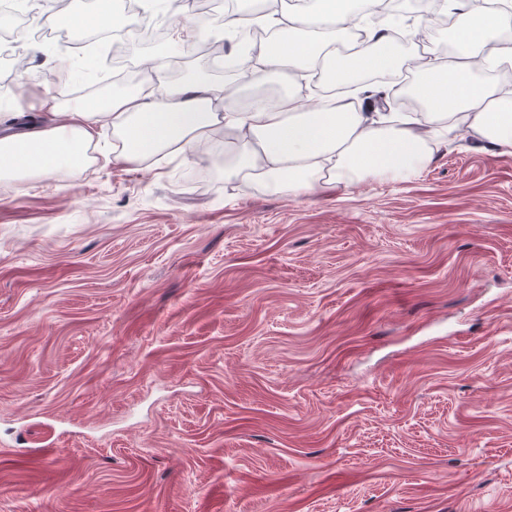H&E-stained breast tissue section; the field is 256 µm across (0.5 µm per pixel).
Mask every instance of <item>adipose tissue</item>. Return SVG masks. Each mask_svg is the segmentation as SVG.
Segmentation results:
<instances>
[{"instance_id":"ef3b65f1","label":"adipose tissue","mask_w":512,"mask_h":512,"mask_svg":"<svg viewBox=\"0 0 512 512\" xmlns=\"http://www.w3.org/2000/svg\"><path fill=\"white\" fill-rule=\"evenodd\" d=\"M440 9L453 19L456 53L449 60L434 46L403 58L396 38L372 21L365 0H301L287 14L259 15L273 35L238 71L243 84L259 85L290 71L333 83L409 67L419 77L422 115L360 112L345 102L324 108L306 104L298 92L273 101L257 97L238 108L230 103L237 87L204 78L163 80L146 92L115 94L102 106L69 97L62 75L43 101L50 122L0 137V178L78 169L103 125L120 135V156L139 163L161 154L199 157L223 138L225 176L297 197L364 179L408 177L429 163L432 143L465 128L512 154V96L474 78L490 61L512 62V43L497 38L504 15L487 0H441ZM352 29L365 38L346 53L341 44Z\"/></svg>"}]
</instances>
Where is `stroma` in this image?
I'll use <instances>...</instances> for the list:
<instances>
[{"instance_id": "35a3bbf8", "label": "stroma", "mask_w": 512, "mask_h": 512, "mask_svg": "<svg viewBox=\"0 0 512 512\" xmlns=\"http://www.w3.org/2000/svg\"><path fill=\"white\" fill-rule=\"evenodd\" d=\"M96 142L0 180V512H512V155L295 197Z\"/></svg>"}]
</instances>
